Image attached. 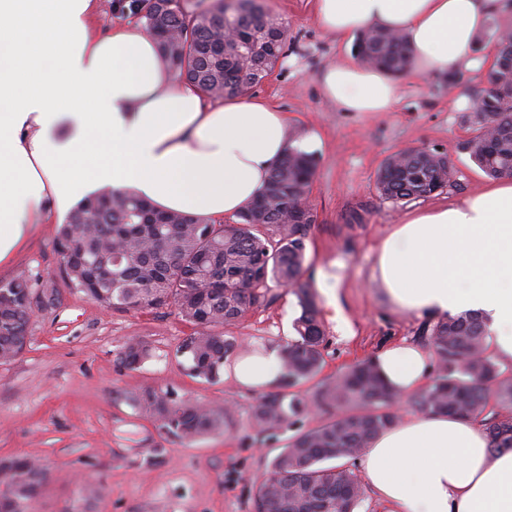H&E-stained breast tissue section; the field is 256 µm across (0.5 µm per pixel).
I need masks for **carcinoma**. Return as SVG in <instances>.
I'll list each match as a JSON object with an SVG mask.
<instances>
[{
    "instance_id": "obj_1",
    "label": "carcinoma",
    "mask_w": 512,
    "mask_h": 512,
    "mask_svg": "<svg viewBox=\"0 0 512 512\" xmlns=\"http://www.w3.org/2000/svg\"><path fill=\"white\" fill-rule=\"evenodd\" d=\"M158 40L171 68L210 99L240 97L271 75L282 56L285 30L255 0H216L188 10L182 0H116ZM255 40L251 57L240 43ZM494 56L468 111L458 116L469 136L459 150L489 178L512 177V30L494 22ZM360 62L394 75L411 68V50L398 33L372 27L355 45ZM318 160L292 146L272 169L258 200L232 224H209L190 214L163 211L129 191L104 190L78 204L58 225L53 250L62 280L108 311L139 312L172 304L193 333L178 345L186 374L221 381L238 347L224 330L268 303L271 284L296 296L297 338L283 346V390L258 396L252 406L257 435L264 439L293 427L271 460L268 479L253 485L256 512H357L367 489L355 460L398 420V391L364 359L321 380L311 396L292 388L313 380L324 363L325 331L307 274V243L316 213L308 203ZM447 154L407 148L387 157L377 190L393 202L411 201L456 186ZM35 282L23 273L0 281V359L17 358V337L28 334ZM422 335L437 374L409 404L421 414H448L486 427L489 446L512 449V369L491 351L481 315L462 312L425 326ZM151 357L147 342L131 338L121 363L136 369ZM133 407L165 435L193 442L224 428L223 406L181 399L145 386ZM328 414L319 425L297 423L312 409ZM44 470L26 457L0 459V484L27 503L35 501Z\"/></svg>"
}]
</instances>
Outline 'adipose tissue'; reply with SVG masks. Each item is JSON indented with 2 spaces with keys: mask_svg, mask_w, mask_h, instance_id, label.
Segmentation results:
<instances>
[{
  "mask_svg": "<svg viewBox=\"0 0 512 512\" xmlns=\"http://www.w3.org/2000/svg\"><path fill=\"white\" fill-rule=\"evenodd\" d=\"M325 33L373 26L406 35L414 70L435 77L481 69L476 41L497 0H314ZM96 0H0V269L37 224L102 188L129 190L165 211L209 222L240 212L288 149V117L259 98L208 106L135 21L106 37ZM324 95L347 112H386L400 97L386 71L329 68ZM374 280L397 309L445 318L484 313L494 355L512 364V178L445 206L409 212L382 241ZM401 395L430 372L408 343L375 357ZM231 375L263 393L280 381V349L259 346ZM387 512H512V450L489 448L481 423L400 417L359 459Z\"/></svg>",
  "mask_w": 512,
  "mask_h": 512,
  "instance_id": "ef3b65f1",
  "label": "adipose tissue"
}]
</instances>
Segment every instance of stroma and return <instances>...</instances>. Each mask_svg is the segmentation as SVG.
I'll use <instances>...</instances> for the list:
<instances>
[{"label":"stroma","mask_w":512,"mask_h":512,"mask_svg":"<svg viewBox=\"0 0 512 512\" xmlns=\"http://www.w3.org/2000/svg\"><path fill=\"white\" fill-rule=\"evenodd\" d=\"M264 3L285 26L287 39L274 72L251 94L286 112L291 129L321 140L309 194L317 222L307 265L316 276L341 275L337 298L322 286L313 288L326 330L321 375L328 378L394 343L416 341L425 318L386 301L373 279L375 251L409 211L450 204L488 184L459 149L468 133L454 105L460 96L474 99L484 73H464L453 87L410 73L400 77V98L391 111L343 112L324 96L321 81L331 65L355 59L353 47L321 29L313 0ZM407 147L446 153L457 170L456 187L409 202L381 199L378 170ZM354 210L362 213V223H347ZM55 232V223L37 225L29 245L0 270V280L21 272L57 279ZM270 295V305L228 328L238 356L295 339L296 297L278 286ZM191 332L174 306L114 314L65 287L55 307L35 311L25 351L0 362V457H27L47 470L32 512H64L85 485L96 490L90 512H254L251 488L289 433L256 442L254 392L230 378L211 385L186 376L175 349ZM131 337L152 349L135 370L119 360ZM147 384L183 399L229 406L230 420L190 444L167 437L131 405Z\"/></svg>","instance_id":"1"}]
</instances>
